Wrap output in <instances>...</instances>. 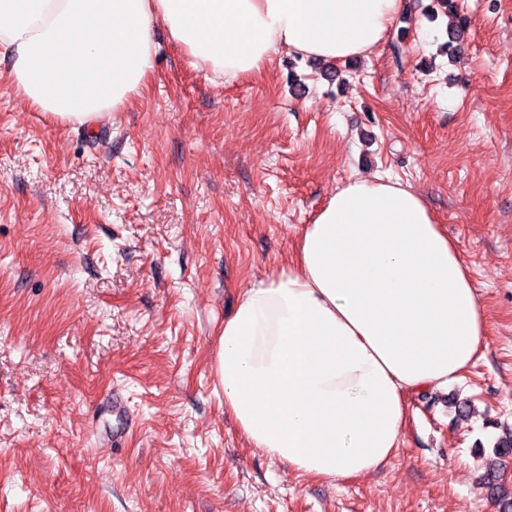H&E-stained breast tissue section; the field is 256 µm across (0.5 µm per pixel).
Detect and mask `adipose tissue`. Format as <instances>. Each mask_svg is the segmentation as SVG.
<instances>
[{
  "mask_svg": "<svg viewBox=\"0 0 512 512\" xmlns=\"http://www.w3.org/2000/svg\"><path fill=\"white\" fill-rule=\"evenodd\" d=\"M402 0H0V55L37 111L88 124L155 68V24L217 77L280 51L365 56ZM487 321L457 245L420 194L357 175L305 225L287 270L254 282L213 357L224 408L270 459L325 480L367 475L399 446L405 396L455 380Z\"/></svg>",
  "mask_w": 512,
  "mask_h": 512,
  "instance_id": "1",
  "label": "adipose tissue"
}]
</instances>
